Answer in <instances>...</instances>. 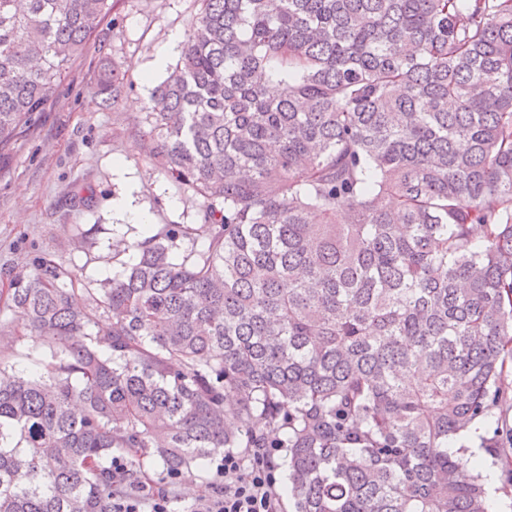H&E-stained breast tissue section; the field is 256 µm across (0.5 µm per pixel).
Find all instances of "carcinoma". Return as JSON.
<instances>
[{
    "label": "carcinoma",
    "instance_id": "carcinoma-1",
    "mask_svg": "<svg viewBox=\"0 0 512 512\" xmlns=\"http://www.w3.org/2000/svg\"><path fill=\"white\" fill-rule=\"evenodd\" d=\"M198 2L145 137L203 223L114 237L95 288L11 278L49 361L0 359V512H112L153 462L260 446L292 512H488L448 445L512 360V0ZM111 8L0 0V158Z\"/></svg>",
    "mask_w": 512,
    "mask_h": 512
}]
</instances>
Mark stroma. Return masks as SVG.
I'll use <instances>...</instances> for the list:
<instances>
[{"label": "stroma", "mask_w": 512, "mask_h": 512, "mask_svg": "<svg viewBox=\"0 0 512 512\" xmlns=\"http://www.w3.org/2000/svg\"><path fill=\"white\" fill-rule=\"evenodd\" d=\"M113 8L83 54L71 64L54 102L0 163V354L17 369L31 371L30 341H15L23 320L7 307L8 274L46 255L83 279L119 273L110 249L114 234L143 238L118 201L133 198L154 226L197 224L200 206L161 174L144 150L148 127L143 103L150 89L142 72L173 30H186L197 0H112ZM114 61L128 83L112 106H102L99 74ZM220 456L193 477L169 489L175 512L209 492Z\"/></svg>", "instance_id": "stroma-1"}]
</instances>
